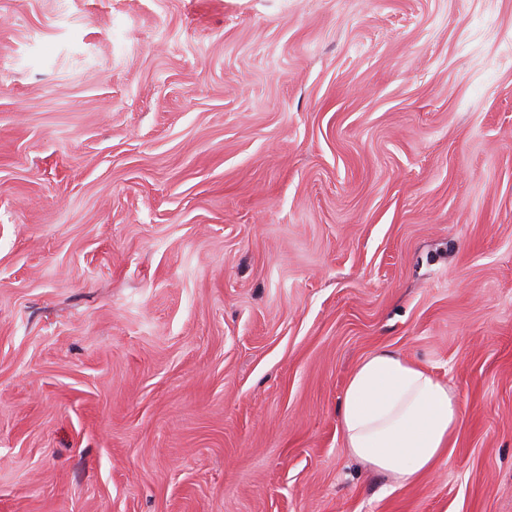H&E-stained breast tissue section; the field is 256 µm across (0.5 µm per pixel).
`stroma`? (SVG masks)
<instances>
[{"label": "stroma", "instance_id": "obj_1", "mask_svg": "<svg viewBox=\"0 0 512 512\" xmlns=\"http://www.w3.org/2000/svg\"><path fill=\"white\" fill-rule=\"evenodd\" d=\"M512 0H0V512H512ZM386 348L462 417L346 448ZM460 403L427 368L380 349L352 372L341 406L346 448L399 485L446 461Z\"/></svg>", "mask_w": 512, "mask_h": 512}]
</instances>
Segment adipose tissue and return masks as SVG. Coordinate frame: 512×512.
Here are the masks:
<instances>
[{"label": "adipose tissue", "mask_w": 512, "mask_h": 512, "mask_svg": "<svg viewBox=\"0 0 512 512\" xmlns=\"http://www.w3.org/2000/svg\"><path fill=\"white\" fill-rule=\"evenodd\" d=\"M460 421L455 393L427 368L388 349L355 368L340 412L350 453L401 485L446 461Z\"/></svg>", "instance_id": "obj_1"}]
</instances>
